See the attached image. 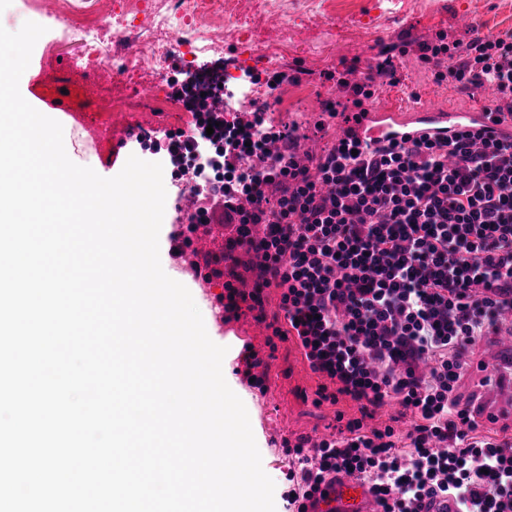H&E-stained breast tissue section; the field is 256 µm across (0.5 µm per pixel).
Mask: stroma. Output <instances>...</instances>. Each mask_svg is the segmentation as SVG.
<instances>
[{"mask_svg":"<svg viewBox=\"0 0 512 512\" xmlns=\"http://www.w3.org/2000/svg\"><path fill=\"white\" fill-rule=\"evenodd\" d=\"M62 0H5L0 6V26L18 31L25 22L45 26L30 64L23 74L34 108L52 112L66 133L69 158L91 167L100 176L117 175L129 155L161 161V154L149 147L129 149L122 142L130 123L159 121L164 133L190 118L186 112H132L126 118L108 119L95 101L77 103L62 96V88L83 82L85 60L79 51V35L60 18ZM328 7L323 0H231L229 26L202 28L204 37L214 39V54L233 63L247 62V77L266 76L285 68H301L298 83L272 90L268 106L279 126L314 125L319 118L320 99L336 94L332 73L347 67L367 71L379 52L393 58L398 81L376 90L373 106H399L404 94H417L420 105L448 111H464L484 104L482 91L463 92L449 81H437L433 70L412 53H404V38L448 40L463 38L469 26L496 33L512 29V0H335ZM96 87L109 88L112 96L141 99L150 95L164 98L169 87L153 73H145L135 84L110 83L107 69L95 70ZM273 331L252 312L239 319L215 323L211 339L222 346L251 345L262 361L264 389L250 387L243 375L245 363L235 357L225 367L237 385L253 434L262 456L265 473L275 483L277 512H288L284 496L288 490V454L284 440L320 432L330 439L337 434V414L359 417L356 403L315 405L320 379L289 341L269 348ZM464 370L458 382L461 401L480 409L481 434L512 437V411L502 407L503 394L512 386V354L499 346L497 334L477 337L464 354Z\"/></svg>","mask_w":512,"mask_h":512,"instance_id":"1","label":"stroma"}]
</instances>
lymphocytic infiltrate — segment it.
<instances>
[{
	"instance_id": "obj_1",
	"label": "lymphocytic infiltrate",
	"mask_w": 512,
	"mask_h": 512,
	"mask_svg": "<svg viewBox=\"0 0 512 512\" xmlns=\"http://www.w3.org/2000/svg\"><path fill=\"white\" fill-rule=\"evenodd\" d=\"M410 47L437 80L495 88L485 125L373 144L348 135L307 164L297 145L324 122L259 136L254 123L199 112L190 147L165 149L175 167L214 147L224 161L200 196V221L235 230L214 265L244 253L253 273L250 290L228 288L225 313L279 289L286 325L275 335L299 342L323 379L320 400L359 405L344 434L294 444L297 512L339 474L369 482L382 512H422L439 492L459 512H512V438L479 434L455 394L465 347L512 312V133L496 130L512 118V30ZM368 73L365 83L339 79L323 111L337 115L346 95L362 108L366 84L394 82L396 70L382 55ZM393 402L413 418L405 437L389 425L364 430Z\"/></svg>"
}]
</instances>
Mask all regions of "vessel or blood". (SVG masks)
<instances>
[{
  "label": "vessel or blood",
  "mask_w": 512,
  "mask_h": 512,
  "mask_svg": "<svg viewBox=\"0 0 512 512\" xmlns=\"http://www.w3.org/2000/svg\"><path fill=\"white\" fill-rule=\"evenodd\" d=\"M480 111L450 112L439 109L409 108L407 111L368 110L354 123L360 141L371 143L389 135L418 136L424 133L446 135L447 132L484 122ZM346 124L335 127L337 135H344ZM306 512H382L371 486L363 479L339 475L322 485L321 489L305 502Z\"/></svg>",
  "instance_id": "obj_1"
}]
</instances>
